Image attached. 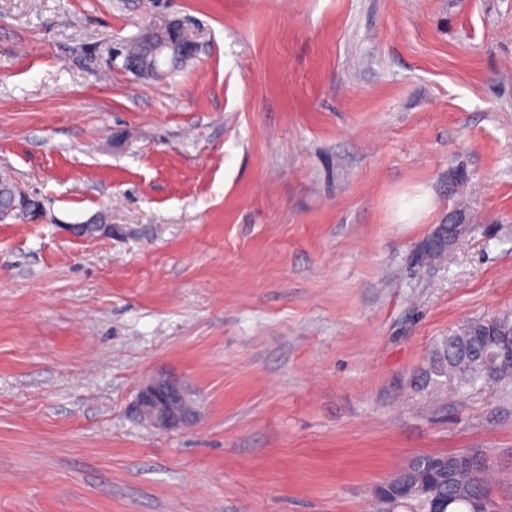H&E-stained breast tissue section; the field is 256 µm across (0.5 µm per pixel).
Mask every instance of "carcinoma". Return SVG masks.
<instances>
[{
  "mask_svg": "<svg viewBox=\"0 0 512 512\" xmlns=\"http://www.w3.org/2000/svg\"><path fill=\"white\" fill-rule=\"evenodd\" d=\"M152 28H146L127 47L124 56L136 57L142 66L152 63ZM15 184L0 179V217H21L13 208ZM512 378V317H488L471 320L457 332L439 339L428 365L418 375L417 387L425 390L446 382L458 390ZM493 503L492 512L500 507L491 493L487 470L464 469L451 477L422 468L420 490L392 497L386 502L374 498L373 512H480L481 502Z\"/></svg>",
  "mask_w": 512,
  "mask_h": 512,
  "instance_id": "cac0c4a2",
  "label": "carcinoma"
}]
</instances>
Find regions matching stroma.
<instances>
[{"label": "stroma", "mask_w": 512, "mask_h": 512, "mask_svg": "<svg viewBox=\"0 0 512 512\" xmlns=\"http://www.w3.org/2000/svg\"><path fill=\"white\" fill-rule=\"evenodd\" d=\"M174 21L182 68L109 67ZM1 175L46 217L0 220V512H371L463 448L512 508V380L415 385L512 315V0H0ZM160 372L192 424L130 414Z\"/></svg>", "instance_id": "35a3bbf8"}]
</instances>
